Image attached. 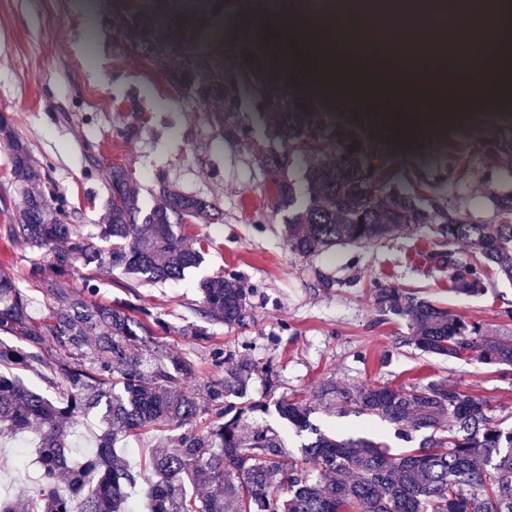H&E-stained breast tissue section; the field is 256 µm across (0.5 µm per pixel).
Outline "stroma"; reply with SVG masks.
<instances>
[{"mask_svg":"<svg viewBox=\"0 0 512 512\" xmlns=\"http://www.w3.org/2000/svg\"><path fill=\"white\" fill-rule=\"evenodd\" d=\"M80 0H0V115L8 117L46 175L37 189L55 192L85 235H96L107 191L101 166L120 165L133 174L143 209L154 203L158 178L181 189L218 198L222 221L189 224L190 244L206 241L204 262L183 280L126 288L117 274L96 276L95 299L127 303L161 313L157 334L166 348L184 355L193 367L186 386L196 391L242 359L271 368L272 381L254 376L247 397L266 403L261 425L283 430L291 456L302 461L303 437L283 424L275 411L283 398L315 401L332 379L351 386L445 381L490 402L492 414L512 426V367H492L475 357L429 355L407 341L404 320L382 319L372 291L386 286L416 293L450 313L488 324L512 336V321L501 317L512 307V282L488 273L482 294L468 296L451 286L448 271L433 257L441 246L429 228L398 233L369 245H345L303 258L285 244L284 211L277 209L268 180L256 163L269 149L264 126L273 114L253 118L251 140L235 145L217 138L200 121L192 98L158 78L147 62L117 56L104 20L120 0H101L97 24L88 25ZM138 103L144 122L133 140L117 138L112 128ZM492 119L472 126L447 120L397 138L380 124L367 131L368 147L393 166L446 167L439 194L449 209L475 224L496 219L493 195L512 192V169L481 152L478 141L512 128V103H494ZM96 154L100 167L90 166ZM462 157L463 169L449 155ZM34 256L20 242L0 235V272L12 276L30 299L29 313L41 321L52 297L29 272ZM236 273L249 290L252 319L244 326L202 323L196 312L200 280ZM204 324L200 340L188 325ZM313 421L321 430L348 436L366 428L383 433L392 452L421 443L397 439L388 423L366 415L320 410ZM21 467L13 441L0 443V475H13L12 495L33 485L39 474L35 451Z\"/></svg>","mask_w":512,"mask_h":512,"instance_id":"1","label":"stroma"}]
</instances>
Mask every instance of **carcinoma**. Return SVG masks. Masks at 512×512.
Returning a JSON list of instances; mask_svg holds the SVG:
<instances>
[{"mask_svg": "<svg viewBox=\"0 0 512 512\" xmlns=\"http://www.w3.org/2000/svg\"><path fill=\"white\" fill-rule=\"evenodd\" d=\"M124 0L108 21L119 49L140 57L169 86L191 95L205 123L227 141L247 140L252 129L236 120L247 110L272 112L268 140L277 148L261 155L260 168L275 190L277 208L288 212L283 234L291 251L310 257L337 245L374 243L411 226L434 225L448 244L478 248L481 259L460 262L453 251L439 264L448 268L453 288L475 295L495 267L512 281V194L495 197L497 220L472 224L448 213L432 198L442 174L415 169L410 186L383 154L367 151L359 128L339 123L315 92H299L301 81L274 72L273 47L255 56L251 34L240 23L242 0ZM224 16V26L211 25ZM0 140L14 173L28 181L39 176L28 146L0 115ZM481 148L512 167V134L481 142ZM307 161L306 193L298 195L286 176L293 160ZM106 211L98 238L104 249L71 224V212L54 195L24 192L22 208L6 234L40 255L30 275L55 300L44 322L30 318L29 299L16 281L0 273V439L38 428L41 478L32 491L0 499V512H512V428L504 429L489 403L443 381L347 387L323 384L317 402L283 399L279 417L312 438L302 445L305 460L323 480L288 458L285 437L252 421L258 403L238 405L253 375L273 379L247 360L204 384L198 397L184 388L189 360L163 349L155 337L160 313L124 305L98 304L75 297L59 279L79 263L89 271L115 269L140 285L178 281L204 261L201 249L184 243L179 226L212 224L223 212L213 197L188 193L158 181L154 204L143 212L132 173L112 166L102 172ZM198 314L227 325L245 323L246 289L232 278L198 283ZM378 312L407 321L408 342L448 358L472 355L494 366H512V338H493L482 324L468 322L432 302L397 288L374 290ZM55 340L57 355L45 354L44 337ZM96 337L91 359L85 348ZM41 362L45 380L63 387L59 402L6 374L1 367ZM342 414L376 416L398 436L426 437L416 449L394 455L385 443L366 436L338 437L311 422L320 404ZM99 417L98 454L72 458L68 437L86 415ZM205 430L195 428L202 416ZM151 426L172 432L142 469L114 459L115 442ZM140 490L138 509L129 493ZM287 490L282 498L278 492Z\"/></svg>", "mask_w": 512, "mask_h": 512, "instance_id": "cac0c4a2", "label": "carcinoma"}]
</instances>
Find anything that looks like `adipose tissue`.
I'll list each match as a JSON object with an SVG mask.
<instances>
[{"mask_svg":"<svg viewBox=\"0 0 512 512\" xmlns=\"http://www.w3.org/2000/svg\"><path fill=\"white\" fill-rule=\"evenodd\" d=\"M430 0H336L329 20L339 37H350L352 18H359L369 37L385 32L378 50L343 51L321 39L311 19L302 13L289 19L270 22L274 39L286 52L293 72L311 79L328 95L336 96L355 107L374 106L381 122L394 132L405 133L427 125L448 108L469 107L488 99L512 95V38L500 39L494 53L480 61L482 81L468 79L454 69L434 73L428 68L429 52L447 48L459 58L468 49L441 30L427 36L425 42L398 35L393 14L398 10L413 16H427ZM401 53L406 61V75L388 73L381 50Z\"/></svg>","mask_w":512,"mask_h":512,"instance_id":"ef3b65f1","label":"adipose tissue"}]
</instances>
